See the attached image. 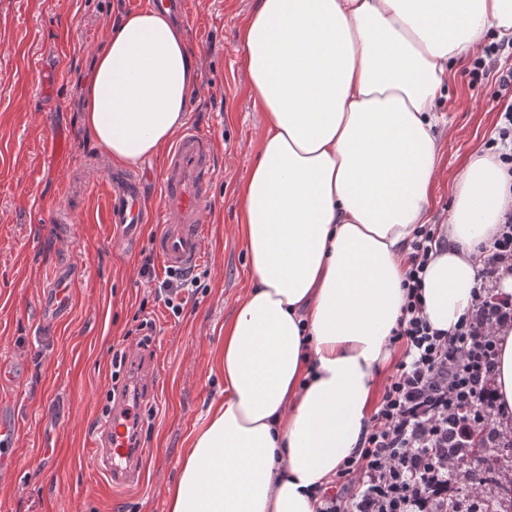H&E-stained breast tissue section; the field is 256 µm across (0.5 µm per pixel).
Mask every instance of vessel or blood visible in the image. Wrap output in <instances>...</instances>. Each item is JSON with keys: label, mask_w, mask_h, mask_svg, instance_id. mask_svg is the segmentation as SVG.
Instances as JSON below:
<instances>
[{"label": "vessel or blood", "mask_w": 512, "mask_h": 512, "mask_svg": "<svg viewBox=\"0 0 512 512\" xmlns=\"http://www.w3.org/2000/svg\"><path fill=\"white\" fill-rule=\"evenodd\" d=\"M216 170L212 140L195 126H187L168 151L160 183V203L147 202L137 178L113 174L110 182L112 224L136 234L143 225L159 230L153 248L163 266L171 270L194 267L204 256L207 236L204 213L211 204ZM74 279L65 275L43 291L41 306L48 317H60L70 309ZM142 424L132 398L116 403L104 414L96 430L95 459L113 488L124 489L138 481L149 455L138 444Z\"/></svg>", "instance_id": "obj_1"}]
</instances>
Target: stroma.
<instances>
[{
  "instance_id": "1",
  "label": "stroma",
  "mask_w": 512,
  "mask_h": 512,
  "mask_svg": "<svg viewBox=\"0 0 512 512\" xmlns=\"http://www.w3.org/2000/svg\"><path fill=\"white\" fill-rule=\"evenodd\" d=\"M150 0H0V407L19 432L0 475V512H167V490L224 393V326L251 288L238 199L258 154L263 114L245 77L241 32L255 0H185L181 19L198 58L186 119L213 138L217 174L205 256L208 274L181 317L140 274L157 225L130 239L107 221L105 180L123 172L82 124L77 89L117 16ZM456 63L437 100L441 152L427 208L442 224L469 155L497 136L495 74L472 81ZM69 140L66 157L48 144ZM78 270L72 307L41 321L40 295L57 268ZM152 342L138 350V317ZM142 354L161 378L144 406L151 450L140 480L113 490L94 465V427L110 389L112 348Z\"/></svg>"
}]
</instances>
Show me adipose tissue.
Instances as JSON below:
<instances>
[{"instance_id": "ef3b65f1", "label": "adipose tissue", "mask_w": 512, "mask_h": 512, "mask_svg": "<svg viewBox=\"0 0 512 512\" xmlns=\"http://www.w3.org/2000/svg\"><path fill=\"white\" fill-rule=\"evenodd\" d=\"M512 36V0H257L242 31L264 113L241 189L253 286L224 326V396L168 490L167 512H316L315 488L354 456L426 222L449 64ZM199 80L185 28L148 7L112 24L81 90L83 124L127 167L157 155ZM512 206L498 153L454 185L423 288L450 331L479 294V245ZM494 396L512 430V324L495 327Z\"/></svg>"}]
</instances>
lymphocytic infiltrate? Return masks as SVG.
<instances>
[{
  "label": "lymphocytic infiltrate",
  "instance_id": "1",
  "mask_svg": "<svg viewBox=\"0 0 512 512\" xmlns=\"http://www.w3.org/2000/svg\"><path fill=\"white\" fill-rule=\"evenodd\" d=\"M435 232L421 226L410 244L405 303L392 345L403 346L353 457L328 487L317 512H443L452 481L465 478L464 451L451 437L470 424L499 438L492 376L494 327L512 323V305L480 295L454 330L434 329L423 315L424 273ZM480 282L512 273V211L492 244L481 246Z\"/></svg>",
  "mask_w": 512,
  "mask_h": 512
}]
</instances>
